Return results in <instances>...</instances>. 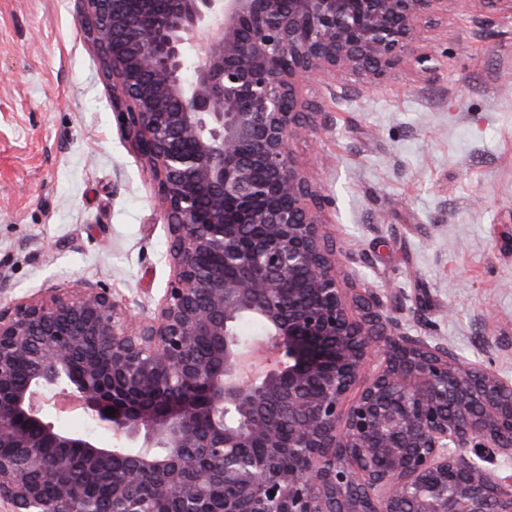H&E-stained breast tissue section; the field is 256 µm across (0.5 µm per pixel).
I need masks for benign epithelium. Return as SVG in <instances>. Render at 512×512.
<instances>
[{"instance_id": "1", "label": "benign epithelium", "mask_w": 512, "mask_h": 512, "mask_svg": "<svg viewBox=\"0 0 512 512\" xmlns=\"http://www.w3.org/2000/svg\"><path fill=\"white\" fill-rule=\"evenodd\" d=\"M473 1L480 35L512 16V0H81L121 132L167 219L173 279L144 319L89 280L0 300L7 512H85L96 487L74 467L108 475L113 512H182L188 499L197 512H512V474L496 468L512 462V381L410 335L381 294L344 286L336 263L357 254L323 230L329 200L291 151L323 115L303 81L331 80L340 101L356 92L347 72L432 71L424 27ZM246 317L272 355L242 383ZM90 345L106 365L87 359ZM72 406L113 441L46 416ZM242 448L264 453L244 460Z\"/></svg>"}]
</instances>
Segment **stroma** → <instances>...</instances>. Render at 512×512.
Instances as JSON below:
<instances>
[{
	"instance_id": "obj_1",
	"label": "stroma",
	"mask_w": 512,
	"mask_h": 512,
	"mask_svg": "<svg viewBox=\"0 0 512 512\" xmlns=\"http://www.w3.org/2000/svg\"><path fill=\"white\" fill-rule=\"evenodd\" d=\"M80 0H0V287L87 279L156 308L166 219L112 110ZM435 69L348 76L326 128L293 153L327 195L326 230L365 258L363 287L407 330L512 379V17L489 36L452 9L426 34Z\"/></svg>"
}]
</instances>
